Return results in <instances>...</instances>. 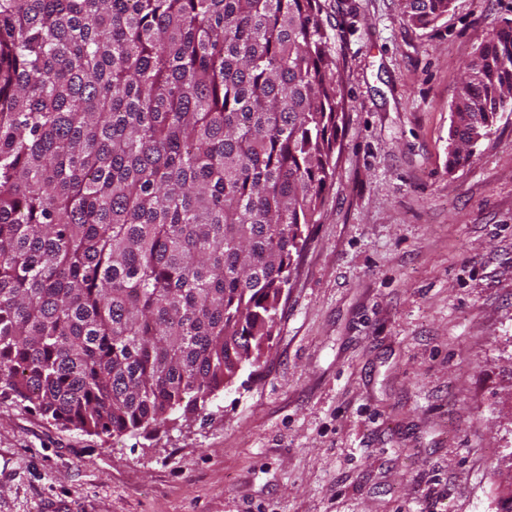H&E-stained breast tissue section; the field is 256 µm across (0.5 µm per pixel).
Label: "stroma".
Listing matches in <instances>:
<instances>
[{
    "instance_id": "obj_1",
    "label": "stroma",
    "mask_w": 512,
    "mask_h": 512,
    "mask_svg": "<svg viewBox=\"0 0 512 512\" xmlns=\"http://www.w3.org/2000/svg\"><path fill=\"white\" fill-rule=\"evenodd\" d=\"M344 120L258 363L119 436L0 395V512H505L512 114L448 163L466 63L512 0H321ZM408 22L426 28L448 13L452 0H402Z\"/></svg>"
}]
</instances>
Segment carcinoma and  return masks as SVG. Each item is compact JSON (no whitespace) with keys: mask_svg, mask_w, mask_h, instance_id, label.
<instances>
[{"mask_svg":"<svg viewBox=\"0 0 512 512\" xmlns=\"http://www.w3.org/2000/svg\"><path fill=\"white\" fill-rule=\"evenodd\" d=\"M426 28L452 0H402ZM320 0H0V394L122 434L194 411L272 335L343 104ZM454 164L512 112L471 58Z\"/></svg>","mask_w":512,"mask_h":512,"instance_id":"obj_1","label":"carcinoma"}]
</instances>
